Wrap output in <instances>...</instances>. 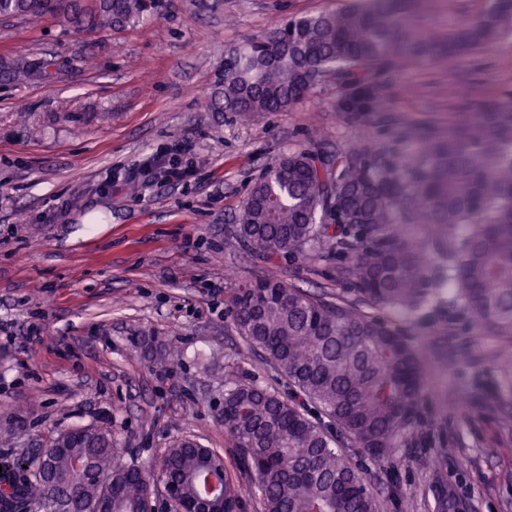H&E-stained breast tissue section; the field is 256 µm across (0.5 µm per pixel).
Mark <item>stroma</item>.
Instances as JSON below:
<instances>
[{
  "mask_svg": "<svg viewBox=\"0 0 512 512\" xmlns=\"http://www.w3.org/2000/svg\"><path fill=\"white\" fill-rule=\"evenodd\" d=\"M349 2L164 0L156 16L106 32L0 20V63L54 64L49 80H0V460L93 425L112 430L127 463L184 437L230 451L217 420L226 380L288 390L225 306L232 288L273 276L390 324L421 359L413 422L393 454L343 447L383 512H512L502 341L446 293L413 313L374 304L329 246L266 260L237 236L250 187L283 155L399 146L413 130L447 128L473 101L512 95L509 29L462 60L374 71L390 107L366 124L341 109L332 74L279 112L207 110L228 49ZM178 142L193 144L196 176L172 189L125 181Z\"/></svg>",
  "mask_w": 512,
  "mask_h": 512,
  "instance_id": "obj_1",
  "label": "stroma"
}]
</instances>
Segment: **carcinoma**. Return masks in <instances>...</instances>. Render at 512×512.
Instances as JSON below:
<instances>
[{"mask_svg":"<svg viewBox=\"0 0 512 512\" xmlns=\"http://www.w3.org/2000/svg\"><path fill=\"white\" fill-rule=\"evenodd\" d=\"M422 0H352L339 12L277 22L228 53L216 112H277L294 102L300 74L316 85L332 71L364 81L378 66L461 58L493 43L512 14L485 0L477 14L430 26ZM50 18L73 31L104 32L152 12L144 0H0V15ZM302 43L282 48L289 26ZM13 61L0 78L28 74ZM339 198L334 233L322 223ZM237 234L265 258L302 255L320 242L352 251L348 274L374 302L413 311L448 285L451 298L489 336L512 345V97L473 103L446 134L418 131L409 155L385 147L327 158L298 151L254 183ZM228 311L249 347L288 381V394L254 379L224 385L218 420L231 457L181 438L142 466L117 461L112 431L75 427L29 458L0 462V512H148L157 483L176 489L173 512H381L339 445L377 459L411 424L422 372L390 325L277 279L232 289ZM91 461L80 474L79 459Z\"/></svg>","mask_w":512,"mask_h":512,"instance_id":"carcinoma-1","label":"carcinoma"}]
</instances>
